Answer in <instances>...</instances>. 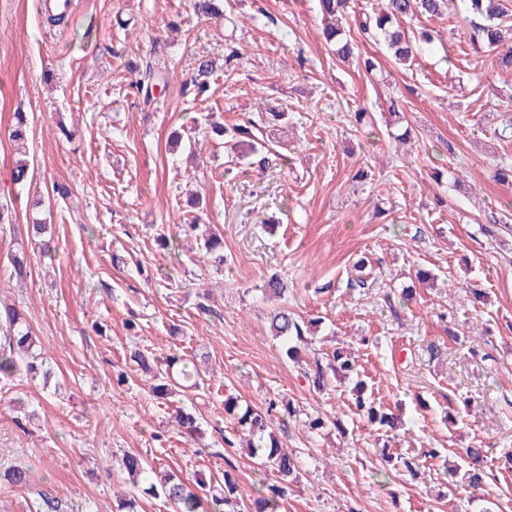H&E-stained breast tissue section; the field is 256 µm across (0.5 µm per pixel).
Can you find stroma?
<instances>
[{
	"label": "stroma",
	"mask_w": 512,
	"mask_h": 512,
	"mask_svg": "<svg viewBox=\"0 0 512 512\" xmlns=\"http://www.w3.org/2000/svg\"><path fill=\"white\" fill-rule=\"evenodd\" d=\"M410 26L436 30L433 46L404 68L361 42L378 61L367 74L323 43L317 0H228L209 20L190 0H74L54 29L43 0H0V204L16 218L0 228V301L24 311L52 372L0 377V474L29 473L23 486L0 478V512H37L44 494L60 512H116L133 496L137 512H172L138 498L126 453L203 494L226 471L249 490L276 483L240 447L231 394L260 411L293 407L272 423L300 462L282 512H484L465 480L448 482L466 448L487 449L496 505L512 512V185L492 178L512 161V141L493 135L512 73L461 53L459 23ZM233 51L209 92L182 96L197 57ZM148 61L168 84L145 107L129 83ZM393 100L413 129L406 146L385 129ZM266 105L288 115L269 138L270 166L193 130L263 125ZM20 110L31 123L23 187L9 138ZM359 110L371 123L356 122ZM44 218L48 260L27 237ZM192 221L222 234L223 267L184 233ZM18 249L31 269L22 282L10 276ZM420 269L435 283L399 304ZM274 273L288 280L289 310L320 320L297 362L255 293ZM342 348L358 354L376 402L401 411L400 430L359 416L351 382L319 390L305 378L313 351ZM137 349L193 357L201 387L156 398ZM178 407L196 411L198 439L174 433ZM316 413L340 427L309 432ZM424 448L442 454L415 477L381 456Z\"/></svg>",
	"instance_id": "1"
}]
</instances>
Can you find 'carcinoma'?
I'll return each mask as SVG.
<instances>
[{"label": "carcinoma", "instance_id": "cac0c4a2", "mask_svg": "<svg viewBox=\"0 0 512 512\" xmlns=\"http://www.w3.org/2000/svg\"><path fill=\"white\" fill-rule=\"evenodd\" d=\"M460 2L462 10L455 15L465 14L469 26L471 48L484 49L495 54V65L502 72H512V9L506 0H381V3L364 13L358 20L361 35L382 44L394 59L406 65L417 56L420 49L433 43V31L421 29L412 34L402 30L405 19L424 16L426 18L442 17L454 2ZM194 12L199 16L216 17L223 14L222 0H192ZM320 11L324 20L322 36L326 44L334 47L336 57L344 63H351L357 68L370 73L376 68L375 57L361 53L355 47L354 40L346 34L345 27L350 15V0H319ZM217 70L216 59L202 55L195 60L190 83L199 90L207 88L209 78ZM161 76L157 67L146 63L145 69L131 83L144 105H151L154 91L159 86ZM29 122L24 112L15 113V123L11 130V140L21 144L26 140ZM34 236L41 238L43 257H52V238H43L49 231L45 223L31 225ZM206 252L214 255V262L224 263V255L218 253L219 240L205 230L201 234ZM267 300H278L287 292V286L278 277L270 278L260 289ZM316 323L311 319L304 321L297 318L288 308L280 306L271 318L272 335L281 339L286 354L290 357L298 352V345L307 342L308 324ZM35 338L27 327V318L13 307H0V374L11 377L23 371L31 374L37 370V354L34 352ZM140 370L151 374L156 380L153 393L161 397L172 390V382L179 378L199 385L200 374L197 369L189 368L186 359L175 355L160 358L153 354L138 352L134 355ZM329 368L343 378L355 380V404L357 410L366 413L368 420L378 429H394L400 417L390 409L375 406V401L365 400L366 382L359 378L356 357L346 356L341 352L333 355ZM274 404H269L266 413L256 412L249 405H244L236 397L224 399V412L232 416L241 432L246 436V446L250 454L264 459L266 468L277 474L279 483L262 484L258 496L253 497L241 489L229 474H224V490L220 495L209 498L200 496L191 485L179 476L167 472L154 479L157 470L144 458L128 454L123 459V467L132 477H139L148 483L144 492L161 496L174 504L176 512H280L286 494L285 483L298 470V462L283 450L282 443L270 426L271 411ZM177 423L184 428L183 434L189 438L198 431L197 420L190 412L178 411ZM464 478L469 485L482 488L487 485L488 473L482 462L484 449L468 448L465 451Z\"/></svg>", "mask_w": 512, "mask_h": 512}]
</instances>
